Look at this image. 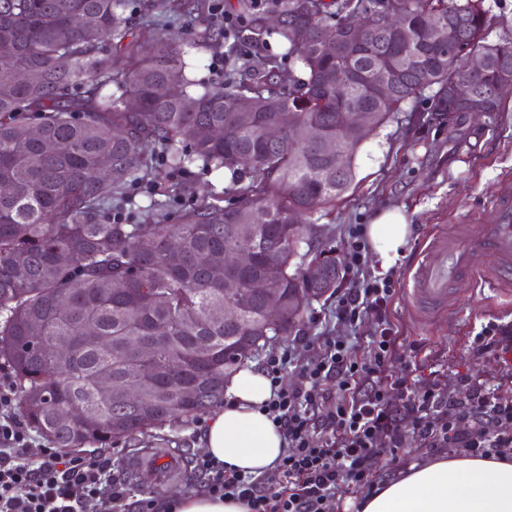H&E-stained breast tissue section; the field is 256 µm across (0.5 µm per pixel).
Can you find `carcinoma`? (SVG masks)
<instances>
[{
	"label": "carcinoma",
	"mask_w": 512,
	"mask_h": 512,
	"mask_svg": "<svg viewBox=\"0 0 512 512\" xmlns=\"http://www.w3.org/2000/svg\"><path fill=\"white\" fill-rule=\"evenodd\" d=\"M130 0H0V358L13 369L19 408L28 423L57 448L109 445L148 434L167 422L185 423L224 401L238 365L265 346L266 336H286L311 301L300 252L307 228L297 223L341 198L355 177L361 144L409 101H430L448 112V81L465 70V57L439 49L427 32L436 14L462 13L463 38L486 60L474 79L489 110L500 112L512 82V41L485 42L492 23L484 0H409L410 38L396 41L382 22L384 0H235L224 4L232 24L212 16L203 0H144L164 18L175 15L202 27L204 40H221L224 78L199 89L187 58L195 46L156 25L134 27ZM283 18L278 27L270 16ZM95 24L88 26L86 17ZM368 29L365 41L341 59L318 49L320 35ZM277 35L301 75H284L278 56L266 52ZM392 66L395 85L383 99L371 96L365 76ZM344 68L342 85L325 80ZM34 70L22 83L14 72ZM168 82L179 98L163 100L153 87ZM255 91L256 112L242 117L234 103ZM137 98L140 108L128 110ZM364 109L372 126L342 125ZM37 122L43 139L29 134ZM283 131L275 144L264 127ZM205 126L224 129L221 139L200 138ZM314 127L318 140L305 136ZM338 142L346 165L336 168ZM62 144L59 152L45 142ZM107 155L120 174L99 173ZM230 172L224 190L196 200L176 224L162 204L131 224L123 212L130 184L142 180L174 198L185 187L173 175L194 164ZM249 248L257 266L214 275L211 260L224 250ZM185 255L172 266L167 253ZM27 266L23 279L17 263ZM256 276L283 300L280 323L270 324L260 302L227 322L215 311ZM68 297L60 309L56 300ZM42 332L29 333L30 322ZM94 327L99 342L83 340ZM137 339L138 352L130 344ZM144 388L137 408L100 399L97 377ZM88 414L66 419L73 410Z\"/></svg>",
	"instance_id": "carcinoma-1"
}]
</instances>
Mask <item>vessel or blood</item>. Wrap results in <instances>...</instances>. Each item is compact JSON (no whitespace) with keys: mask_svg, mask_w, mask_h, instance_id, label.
I'll return each instance as SVG.
<instances>
[{"mask_svg":"<svg viewBox=\"0 0 512 512\" xmlns=\"http://www.w3.org/2000/svg\"><path fill=\"white\" fill-rule=\"evenodd\" d=\"M490 298H512V183L504 182L489 218L431 233L410 275L407 300L422 317L445 310L458 281Z\"/></svg>","mask_w":512,"mask_h":512,"instance_id":"b4317fda","label":"vessel or blood"}]
</instances>
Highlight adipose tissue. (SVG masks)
<instances>
[{
    "label": "adipose tissue",
    "instance_id": "adipose-tissue-1",
    "mask_svg": "<svg viewBox=\"0 0 512 512\" xmlns=\"http://www.w3.org/2000/svg\"><path fill=\"white\" fill-rule=\"evenodd\" d=\"M410 234V219L398 207L378 211L366 227L368 242L385 269L403 258ZM270 392L262 370L240 369L223 405L202 422L205 454L245 475L273 468L286 443L261 410ZM359 512H512V461L493 455L434 456L374 486L361 498Z\"/></svg>",
    "mask_w": 512,
    "mask_h": 512
}]
</instances>
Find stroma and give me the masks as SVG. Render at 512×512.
I'll use <instances>...</instances> for the list:
<instances>
[{
    "label": "stroma",
    "instance_id": "stroma-1",
    "mask_svg": "<svg viewBox=\"0 0 512 512\" xmlns=\"http://www.w3.org/2000/svg\"><path fill=\"white\" fill-rule=\"evenodd\" d=\"M507 175L512 176V96L502 111L477 117L451 113L443 125L435 113L415 111L409 102L361 145L351 189L336 204L301 219L308 227L306 244L334 250L343 261L353 225L369 224L378 210L388 206L406 211L412 219V235L404 258L394 266L395 293L388 307V318L401 338L394 369L411 372L416 380L438 381L451 396L462 392L464 376L497 386L502 396L512 395V384L506 381L512 375V350L479 354L473 344L486 324L512 328V304L481 295L458 297L445 313L423 323L405 303L408 272L434 226L486 217L499 181ZM335 301L332 293L312 301L299 325L290 335L275 337L270 350L291 346L300 363L311 355L310 340L352 335L358 353L366 354L374 318L366 317L357 327H350L336 319ZM140 448H169L173 454L161 461L154 476L135 479L123 468L127 456ZM80 453L109 457L112 478L124 485L132 504L196 492L203 480L193 467L195 458L203 454L195 420L168 424L152 436L121 439L106 448L88 445ZM381 457L371 468L372 479L379 483L421 459L418 443L411 436L402 447L382 449Z\"/></svg>",
    "mask_w": 512,
    "mask_h": 512
}]
</instances>
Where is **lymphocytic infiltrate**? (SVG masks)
<instances>
[{"instance_id":"lymphocytic-infiltrate-1","label":"lymphocytic infiltrate","mask_w":512,"mask_h":512,"mask_svg":"<svg viewBox=\"0 0 512 512\" xmlns=\"http://www.w3.org/2000/svg\"><path fill=\"white\" fill-rule=\"evenodd\" d=\"M348 256L356 280L338 295L336 318L353 327L374 317L368 356L358 357L344 336L312 341L313 353L302 363L291 347L271 352L264 362L271 397L262 409L283 435L284 454L258 476L197 459L200 494L245 502L250 512H340L345 495L368 484L381 446L399 447L408 433L433 450L512 457V398L467 378V399L452 400L437 383L419 387L408 375L393 374L398 338L386 315L392 280L366 271L360 228L351 232ZM290 366L296 380L289 389L282 374ZM489 423L494 432H486ZM28 439L16 419L0 421V512H99L105 502L112 512H126V489L104 478L108 459L53 448L33 459L24 452Z\"/></svg>"}]
</instances>
